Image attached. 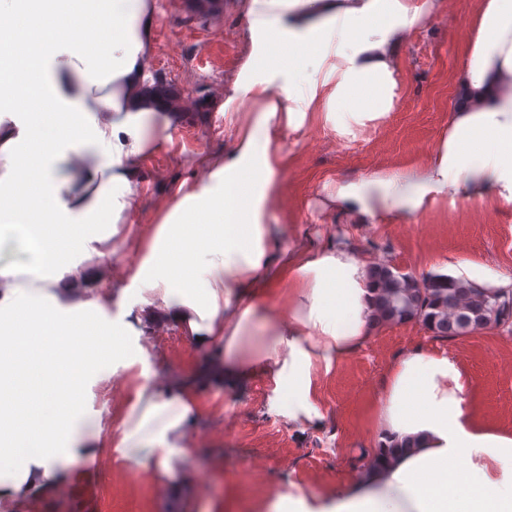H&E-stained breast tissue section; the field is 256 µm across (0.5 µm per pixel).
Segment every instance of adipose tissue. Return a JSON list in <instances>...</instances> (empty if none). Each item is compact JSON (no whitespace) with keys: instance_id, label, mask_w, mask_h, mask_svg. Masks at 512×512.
<instances>
[{"instance_id":"1","label":"adipose tissue","mask_w":512,"mask_h":512,"mask_svg":"<svg viewBox=\"0 0 512 512\" xmlns=\"http://www.w3.org/2000/svg\"><path fill=\"white\" fill-rule=\"evenodd\" d=\"M80 4L95 26L61 38L39 62L56 125L36 158L37 210L27 218L81 233L82 251L99 268L91 285L100 288L112 252L83 231L131 223L152 123L168 127L173 116L161 113L143 75L157 21L152 0ZM441 7L442 0L418 8L407 0H250L249 15L266 21L249 29L253 50L231 96L251 99L257 113L236 126L224 153L202 156L200 173L173 189L142 260L114 283L139 290L140 311L121 329L104 328L100 341L123 353L131 337L170 324L197 349L223 348L225 382L238 385L261 368L288 420L309 415L317 372L364 347L378 289L351 247L286 249L265 224L285 155L280 130H297L314 110L334 123L391 111L409 35ZM457 92L426 167L337 184L329 195L336 210L373 224L389 211L419 214L442 195L512 205V0H479ZM37 136L28 112L0 106V195L16 182L21 147ZM191 224L224 230L191 253ZM278 282L288 297L284 314L260 306ZM469 386L447 356L418 348L399 359L370 432L374 451L396 454L337 491L325 512H512V433L465 410ZM191 412L181 388L169 385L137 421L116 426V443L175 455L168 436L191 425Z\"/></svg>"}]
</instances>
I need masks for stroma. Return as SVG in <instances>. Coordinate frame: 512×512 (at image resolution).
Wrapping results in <instances>:
<instances>
[{
	"mask_svg": "<svg viewBox=\"0 0 512 512\" xmlns=\"http://www.w3.org/2000/svg\"><path fill=\"white\" fill-rule=\"evenodd\" d=\"M154 2V50L146 72L155 87L180 90L190 108L157 135L134 236H127L126 225L116 227L119 273L142 258L139 239L151 233L171 187L196 170L201 154L222 152L233 124L256 111L249 99L227 100L252 51L247 0H224L222 14L203 18ZM476 7L477 0H445L439 13L411 33L391 111L362 125L343 119L335 127L311 112L299 130H284L285 166L265 214L284 247L299 242L316 250L342 241L366 261L418 278L477 271L491 280H512V205L489 197H441L414 217L393 211L377 223L359 224L327 200L336 183L428 164L448 129ZM132 343L122 376L106 368L88 383L86 411L77 422L82 440L64 462L65 480L34 493L24 490L26 474L18 472L13 480L20 489L0 498V512H270L288 493L303 495L318 512L337 489L362 475L382 383L391 366L417 348L454 359L471 381L467 405L473 415L512 431V326L448 338L415 320L374 327L363 350L317 375L314 406L320 418L311 423L288 421L271 407L273 386L264 374L236 391L219 380L196 382L206 354L179 329L158 327ZM163 379L184 386L196 418L193 428L169 434L180 453L168 475L159 469L161 449L133 467L112 437L138 390Z\"/></svg>",
	"mask_w": 512,
	"mask_h": 512,
	"instance_id": "obj_1",
	"label": "stroma"
}]
</instances>
